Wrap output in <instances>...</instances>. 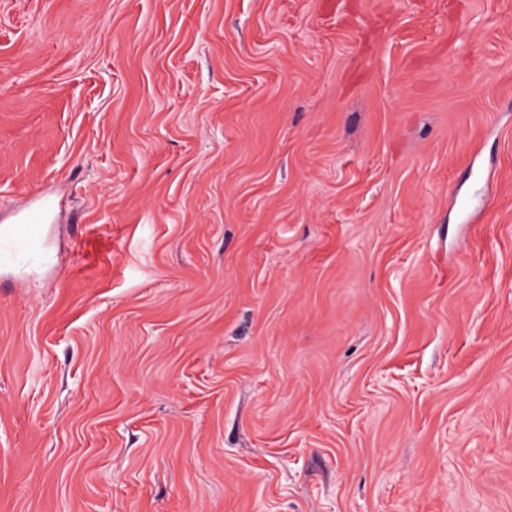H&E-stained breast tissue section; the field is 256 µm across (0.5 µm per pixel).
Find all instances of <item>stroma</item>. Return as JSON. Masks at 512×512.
Instances as JSON below:
<instances>
[{
	"mask_svg": "<svg viewBox=\"0 0 512 512\" xmlns=\"http://www.w3.org/2000/svg\"><path fill=\"white\" fill-rule=\"evenodd\" d=\"M0 512H512V0H0ZM49 190L35 196L18 211V226L12 229L0 230V251L2 245L5 250L14 251L15 246L21 243L24 252L28 255H35L40 245L41 226L46 224L49 218Z\"/></svg>",
	"mask_w": 512,
	"mask_h": 512,
	"instance_id": "35a3bbf8",
	"label": "stroma"
}]
</instances>
